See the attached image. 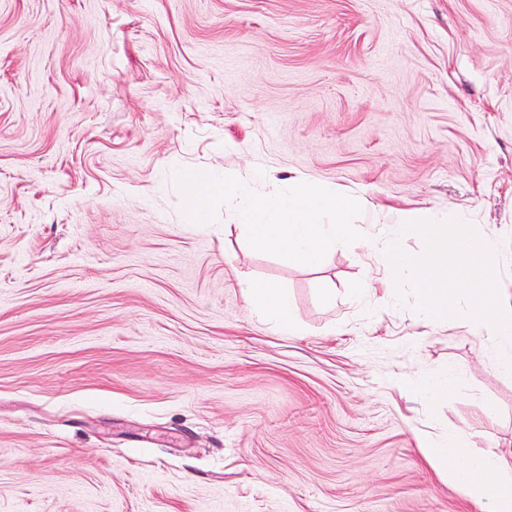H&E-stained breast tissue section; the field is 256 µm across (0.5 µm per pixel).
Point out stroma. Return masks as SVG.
<instances>
[{"mask_svg":"<svg viewBox=\"0 0 512 512\" xmlns=\"http://www.w3.org/2000/svg\"><path fill=\"white\" fill-rule=\"evenodd\" d=\"M179 168L335 185L374 247L255 251ZM410 208L512 285V0H0V512H478L416 436L512 451L491 328L351 297ZM241 288H246L248 301L268 322L284 332H293L296 323L287 292L261 282H250Z\"/></svg>","mask_w":512,"mask_h":512,"instance_id":"35a3bbf8","label":"stroma"}]
</instances>
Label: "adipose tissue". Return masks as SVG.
Masks as SVG:
<instances>
[{"label":"adipose tissue","mask_w":512,"mask_h":512,"mask_svg":"<svg viewBox=\"0 0 512 512\" xmlns=\"http://www.w3.org/2000/svg\"><path fill=\"white\" fill-rule=\"evenodd\" d=\"M246 297L268 322L293 332L296 323L287 292L267 283L250 282ZM418 446L441 477L455 484L484 512H512V454L474 455L469 438L460 433L443 442L423 434Z\"/></svg>","instance_id":"adipose-tissue-1"}]
</instances>
